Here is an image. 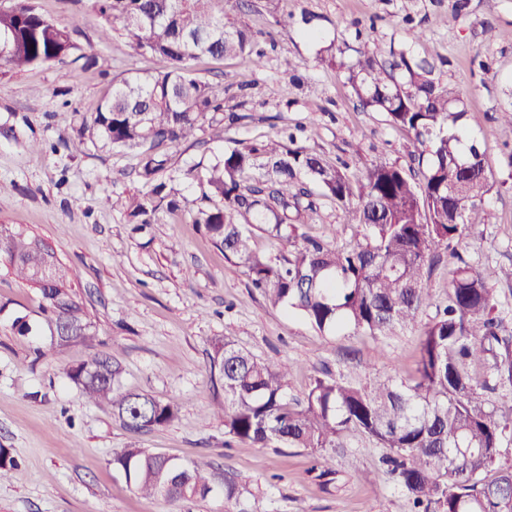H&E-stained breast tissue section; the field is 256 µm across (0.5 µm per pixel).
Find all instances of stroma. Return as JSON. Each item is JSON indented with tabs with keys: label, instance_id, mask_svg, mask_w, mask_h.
<instances>
[{
	"label": "stroma",
	"instance_id": "35a3bbf8",
	"mask_svg": "<svg viewBox=\"0 0 512 512\" xmlns=\"http://www.w3.org/2000/svg\"><path fill=\"white\" fill-rule=\"evenodd\" d=\"M31 2L62 24L82 12L77 40L108 65L66 61L21 72L0 65V224L56 250L94 336L88 344H54L39 290L0 257V446L20 463L17 479L0 482V512H236L219 490L174 505L141 497L112 465L114 453L131 446L181 461L209 457L243 488L249 512H412L380 467L382 448L358 434L346 435L327 476L314 470L308 450L251 447L226 435L212 414L224 389L210 356L215 342L229 339L269 363L290 362L288 394L301 398L318 377L359 384L411 377L417 330L381 339L323 336L300 314L270 306L194 224L198 184L175 183L178 208L161 212L159 223H129L124 204L143 188L139 152L82 140L80 125L115 82L167 63L132 55L122 31L101 41L104 20L91 0ZM224 14L250 29L263 65L239 58L193 64L196 77L223 83L225 111L242 119L225 124L223 138L205 131L171 149L172 168L206 172L225 148L284 130L342 166L355 186L376 162L414 167L411 135L363 109L346 70L363 46L385 61L390 50L407 49L431 63L434 81L465 110V141L485 152L493 170L457 250L477 267L512 264V137L498 121L512 103V0H226ZM328 49L332 67L319 60ZM287 61L293 72L284 71ZM315 203L300 232L323 238L334 229L335 244L353 243L342 208L320 196ZM94 353L119 362L123 389L175 402L174 419L134 433L110 405L85 399L65 371ZM357 470L372 472V483H357Z\"/></svg>",
	"mask_w": 512,
	"mask_h": 512
}]
</instances>
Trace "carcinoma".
Segmentation results:
<instances>
[{
  "label": "carcinoma",
  "mask_w": 512,
  "mask_h": 512,
  "mask_svg": "<svg viewBox=\"0 0 512 512\" xmlns=\"http://www.w3.org/2000/svg\"><path fill=\"white\" fill-rule=\"evenodd\" d=\"M108 23L102 35L121 30L139 55L166 59L169 67L146 77L131 75L94 104L80 134L114 147H138L139 175L150 186L129 203L132 224H155L163 210L177 209L174 189L156 182L168 168L166 149L189 141L203 125H221L224 86L192 74L202 56H239L261 64L253 35L224 21V0H94ZM80 19L65 25L39 14L28 0L0 11V64L25 69L86 59L74 39ZM409 76L400 84L396 72ZM424 59L401 52L390 62L368 48L348 69V82L363 108L386 114L394 127L413 136L420 178L394 164L366 168L359 189L339 167L296 145L292 134L260 145L224 150L206 173L173 172L169 181L198 183L201 200L194 223L224 256L242 269L273 306L300 313L321 334L351 331L374 338L417 324L431 289L427 280L437 248L460 241L466 215L490 191V166L475 145L452 132L466 116L453 109L446 90L429 78ZM321 196L341 205L358 239L349 247L298 234L290 223L314 212ZM256 231L290 246L275 257L257 253ZM17 276L36 285L48 320L66 338L93 336L80 302L64 283L55 253L0 226V256ZM493 282L512 283V264L474 267L465 260L453 272L444 304L419 336L415 374L388 376L369 386L318 378L304 400L290 402L292 366L270 364L230 339L213 347L211 367L224 387L225 434L253 447L276 442L305 448L330 472L329 452L344 447L355 431L385 449L380 462L416 512H512V466L499 464L501 440L512 429V405L487 396L512 392V330L503 326L493 300ZM120 369L94 356L67 370L90 401H107L134 432L168 424L172 401L123 392ZM112 463L142 497L171 504L205 497L221 488L224 501L239 503L243 489L204 459L176 463L142 448H124ZM19 463L0 448V479Z\"/></svg>",
  "instance_id": "carcinoma-1"
}]
</instances>
